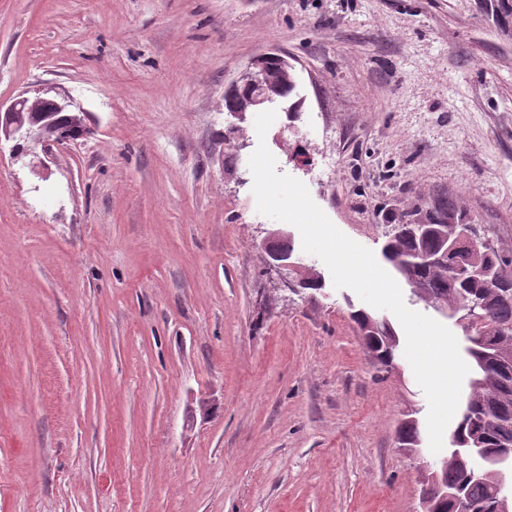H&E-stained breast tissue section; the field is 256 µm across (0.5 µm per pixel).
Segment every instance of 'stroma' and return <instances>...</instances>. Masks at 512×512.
<instances>
[{
  "label": "stroma",
  "mask_w": 512,
  "mask_h": 512,
  "mask_svg": "<svg viewBox=\"0 0 512 512\" xmlns=\"http://www.w3.org/2000/svg\"><path fill=\"white\" fill-rule=\"evenodd\" d=\"M276 50L304 104L227 161L224 92ZM89 134L0 154V512H421L427 398L325 280L276 268L249 158L381 254L458 199L512 251V36L483 0H0V102ZM309 157L306 167L289 154Z\"/></svg>",
  "instance_id": "35a3bbf8"
}]
</instances>
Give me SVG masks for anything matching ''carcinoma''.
<instances>
[{
  "label": "carcinoma",
  "mask_w": 512,
  "mask_h": 512,
  "mask_svg": "<svg viewBox=\"0 0 512 512\" xmlns=\"http://www.w3.org/2000/svg\"><path fill=\"white\" fill-rule=\"evenodd\" d=\"M488 8L496 20H512V0H489ZM265 79L282 87L284 98L295 94L296 84L285 82L283 67L270 65L266 68ZM439 213L448 216L446 221L430 223L432 232L426 237L408 234L404 224L391 225L382 254L388 258H399L409 253L432 251L440 240L456 234L460 225L455 219L463 217L458 201L449 199L439 204ZM481 262L498 272L496 282L489 284L483 280L459 278L454 267L445 265L414 268L409 275L425 285V296L420 302L426 307L440 299L448 300V308L457 309L473 298L487 300L492 317L480 328V335L497 351L512 357V252L504 253L493 247L478 255ZM369 347L377 352L379 362L385 366L395 360L399 339L390 334L389 328L381 326L376 336L367 337ZM484 347L472 345L467 352V365L470 368V395L467 410L460 411L451 437L455 438L454 448L473 456L477 466L485 464L483 453L503 444L512 445V373L505 376L497 373L492 365L481 366ZM480 445H475L474 440ZM421 435L419 423L414 420L399 431V441L403 446H419ZM446 483L460 485L463 498L469 505L466 511L453 504H439L441 512H490L494 501V487L483 479H469L455 467H448L444 474Z\"/></svg>",
  "instance_id": "carcinoma-1"
}]
</instances>
